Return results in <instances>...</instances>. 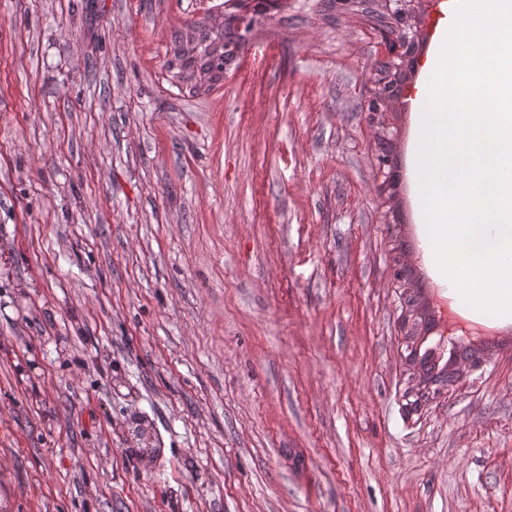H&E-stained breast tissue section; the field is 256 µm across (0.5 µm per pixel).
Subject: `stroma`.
<instances>
[{"mask_svg":"<svg viewBox=\"0 0 512 512\" xmlns=\"http://www.w3.org/2000/svg\"><path fill=\"white\" fill-rule=\"evenodd\" d=\"M382 32L282 0H0V512H512V337L407 410L422 238ZM249 16L244 19L236 11L227 14L224 24V34L221 33L212 38L204 32L201 26L195 25L183 34L175 47L174 58L185 68H190L194 63L189 78L200 80H217L224 69L237 57L246 38L251 33L259 20L269 11L275 8L278 0H243ZM243 1L231 0L224 3V14L233 5H241ZM205 49L198 51L204 43ZM195 71H199L198 75Z\"/></svg>","mask_w":512,"mask_h":512,"instance_id":"obj_1","label":"stroma"}]
</instances>
